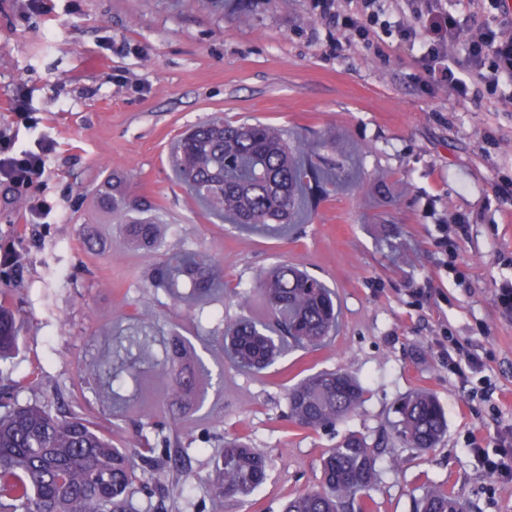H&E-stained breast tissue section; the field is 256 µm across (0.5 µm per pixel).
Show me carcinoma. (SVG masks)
Here are the masks:
<instances>
[{
	"mask_svg": "<svg viewBox=\"0 0 512 512\" xmlns=\"http://www.w3.org/2000/svg\"><path fill=\"white\" fill-rule=\"evenodd\" d=\"M320 146L307 138L289 141L271 125L213 118L189 130L176 144L172 166L180 184L215 214L228 215L241 228H279L291 223L299 195L323 191L325 164ZM113 224L125 227L127 241L159 249L169 226L150 215L152 203L132 194L125 177L112 172L100 189ZM223 278L208 254L175 252L154 264L151 285L173 295L188 288L206 293ZM256 288L275 316L276 330L246 316L224 324V352L237 367H271L286 347L316 348L336 332L335 293L317 277L283 263L259 276ZM19 343L18 320L9 295L0 290V360ZM173 417L210 377L191 345L179 337L165 347ZM362 384L345 371H321L288 389V418L319 429L334 426L362 404ZM396 439L427 451L446 429L445 412L430 392L420 389L399 399ZM181 451L139 457L112 446V437L78 415H58L37 403L0 414V512H153L136 495L154 476H171L166 493L179 481ZM266 456L240 438L224 439L210 472L208 512H224V501L245 497L264 483ZM321 480L291 500L283 512H348L357 496L379 478L375 448L355 435L345 437L321 459ZM416 512H463L445 482L431 484Z\"/></svg>",
	"mask_w": 512,
	"mask_h": 512,
	"instance_id": "obj_1",
	"label": "carcinoma"
}]
</instances>
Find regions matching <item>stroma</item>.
<instances>
[{
    "label": "stroma",
    "instance_id": "stroma-1",
    "mask_svg": "<svg viewBox=\"0 0 512 512\" xmlns=\"http://www.w3.org/2000/svg\"><path fill=\"white\" fill-rule=\"evenodd\" d=\"M48 2L36 12L29 0H0V124L21 93L37 125L20 128L18 144L42 132L57 143L46 223H27L23 194L0 187V252L24 260L20 281L0 282L23 321L17 348L0 360V408L76 412L111 429L117 447L159 455L168 419L160 368L137 384L131 368L115 370L112 406L98 398L102 378L84 371L149 313L155 348L181 337L212 375L179 413L188 471L166 512H204L228 434L247 435L269 467L266 482L224 512H281L317 486L322 456L351 434L377 448L372 512H414L438 480L470 512H512V481L492 478L471 451L476 443L501 457L512 431V317L496 304L512 283V112L419 83L409 46L387 47L382 59L361 43L333 51L340 34L310 0ZM217 115L364 152L321 197L303 200L295 224L247 231L209 215L169 162L187 128ZM116 168L169 225L170 251L223 265L222 287L188 302L152 287L156 253L128 245L96 202ZM457 214L469 228L447 272L435 241ZM282 261L335 289L338 333L266 371L237 369L222 346L225 320L241 313L237 286ZM450 335L483 359L468 377L448 363ZM325 369L359 378L362 407L333 427L293 426L288 386ZM414 389L433 392L448 423L426 453L390 443L393 404Z\"/></svg>",
    "mask_w": 512,
    "mask_h": 512
}]
</instances>
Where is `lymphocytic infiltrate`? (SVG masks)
<instances>
[{
	"instance_id": "1",
	"label": "lymphocytic infiltrate",
	"mask_w": 512,
	"mask_h": 512,
	"mask_svg": "<svg viewBox=\"0 0 512 512\" xmlns=\"http://www.w3.org/2000/svg\"><path fill=\"white\" fill-rule=\"evenodd\" d=\"M405 3V8L388 11L380 0H356L355 9L348 11L341 0H311V10L349 41L371 44L391 38L415 48L418 80L446 89L456 102H468L476 82L492 106L512 108V11L505 0H476V9L495 11L493 25L459 18L449 10L447 0ZM458 45L465 51L462 64L452 53ZM54 151L55 141L48 134L20 148L10 131L0 128V185L28 190L32 224L47 219L54 209L42 192Z\"/></svg>"
}]
</instances>
